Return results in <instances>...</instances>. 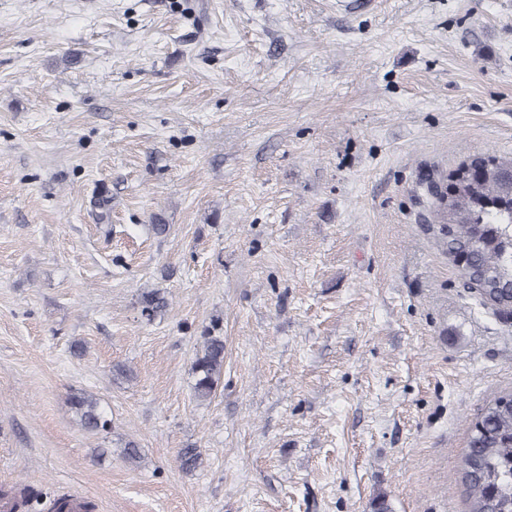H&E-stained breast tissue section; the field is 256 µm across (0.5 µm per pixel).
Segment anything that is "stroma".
<instances>
[{
    "instance_id": "1",
    "label": "stroma",
    "mask_w": 512,
    "mask_h": 512,
    "mask_svg": "<svg viewBox=\"0 0 512 512\" xmlns=\"http://www.w3.org/2000/svg\"><path fill=\"white\" fill-rule=\"evenodd\" d=\"M475 154L512 156V0H0V487L25 512H466L512 318L421 180ZM138 303L141 316L149 321L160 315L169 305L167 297L157 290L142 291ZM208 328L192 363L193 391L197 399H210L224 375V338ZM68 403L74 412L81 429L88 433H109L112 430V419L96 395L85 390H72Z\"/></svg>"
}]
</instances>
